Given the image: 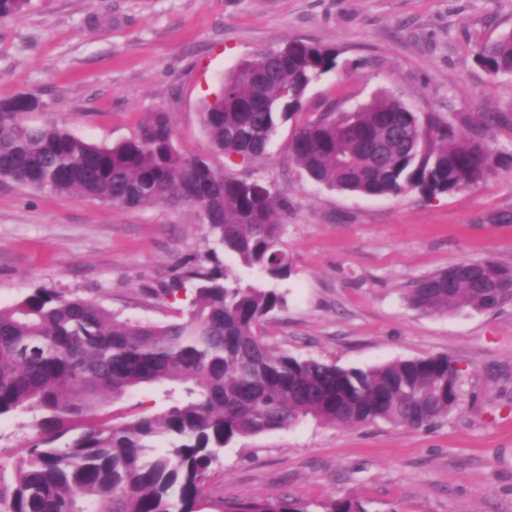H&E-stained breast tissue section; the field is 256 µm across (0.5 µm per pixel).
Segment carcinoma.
<instances>
[{"label":"carcinoma","mask_w":512,"mask_h":512,"mask_svg":"<svg viewBox=\"0 0 512 512\" xmlns=\"http://www.w3.org/2000/svg\"><path fill=\"white\" fill-rule=\"evenodd\" d=\"M28 3L0 0V19ZM338 56L291 43L283 57L265 50L239 62L200 112L213 150L246 163L265 157ZM475 57L493 75H512V31L477 44ZM44 106L34 95L0 106L1 185L115 207L191 206L240 266L271 281L290 275L281 241L288 197L249 173L229 175L179 151L167 113L152 112L132 137L102 145L57 122L25 121L30 108ZM288 154L315 183L371 197L434 198L481 181L496 162L512 164L482 131L464 135L439 117L424 120L386 93L352 114L324 112L296 126ZM189 288L187 307L164 324L132 322L93 299L45 287L0 308V417L39 414L38 437L11 479L0 461V512H202L209 472L239 437L308 417L419 430L463 401V373L446 355L361 369L276 353L257 327L286 307L279 289L230 283L219 268L194 262L161 293ZM408 301L427 314L496 311L512 303V266L492 255L458 260L419 278ZM146 386L161 390V411L116 425L92 419L106 402ZM311 507L274 497L226 502L222 512ZM319 508L367 512L349 499Z\"/></svg>","instance_id":"cac0c4a2"}]
</instances>
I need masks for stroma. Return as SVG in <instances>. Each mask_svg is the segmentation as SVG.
Listing matches in <instances>:
<instances>
[{
  "mask_svg": "<svg viewBox=\"0 0 512 512\" xmlns=\"http://www.w3.org/2000/svg\"><path fill=\"white\" fill-rule=\"evenodd\" d=\"M508 30L512 0H30L0 19V102L32 94L46 104L27 123L58 121L110 145L161 110L180 150L287 196L291 273L278 283L286 308L263 326L271 348L363 369L446 355L464 373L462 404L427 430L308 418L233 441L210 471L204 512L268 496L352 499L367 512H512V305L429 315L407 303L416 280L460 259L512 265V166L434 198L364 197L314 183L289 157L296 122L248 167L212 151L199 115L241 60L298 41L336 48L340 66L310 87L297 122L386 91L464 132L495 113L486 136L512 153V76L474 58L479 41ZM213 247L189 206L121 208L0 186L2 308L44 286L165 322L185 294L157 289ZM161 404L147 388L97 415L123 422ZM30 420L0 418V459L21 458Z\"/></svg>",
  "mask_w": 512,
  "mask_h": 512,
  "instance_id": "35a3bbf8",
  "label": "stroma"
}]
</instances>
